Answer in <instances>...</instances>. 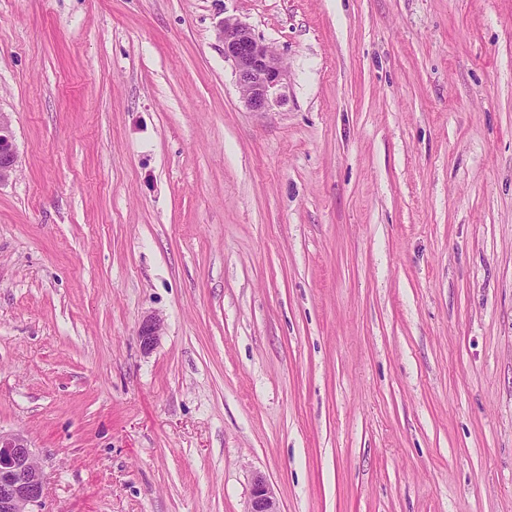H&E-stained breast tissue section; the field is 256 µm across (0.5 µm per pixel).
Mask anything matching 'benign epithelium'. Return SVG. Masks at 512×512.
I'll return each mask as SVG.
<instances>
[{
  "mask_svg": "<svg viewBox=\"0 0 512 512\" xmlns=\"http://www.w3.org/2000/svg\"><path fill=\"white\" fill-rule=\"evenodd\" d=\"M224 59L232 62L237 84L249 108L267 112L282 100L288 71L275 51L236 18L226 17L219 26ZM17 170L14 133L8 115L0 112V184ZM163 330L158 316H149L139 327L145 350L153 347ZM44 473L27 439L19 433L0 431V512H42ZM248 512H279L266 477L253 476Z\"/></svg>",
  "mask_w": 512,
  "mask_h": 512,
  "instance_id": "obj_1",
  "label": "benign epithelium"
}]
</instances>
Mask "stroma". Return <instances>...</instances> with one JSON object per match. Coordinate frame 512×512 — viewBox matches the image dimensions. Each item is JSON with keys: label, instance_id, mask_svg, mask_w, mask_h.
Listing matches in <instances>:
<instances>
[{"label": "stroma", "instance_id": "1", "mask_svg": "<svg viewBox=\"0 0 512 512\" xmlns=\"http://www.w3.org/2000/svg\"><path fill=\"white\" fill-rule=\"evenodd\" d=\"M0 112L44 512H512V0H0ZM219 34L224 42V58L234 66L245 102L254 112L269 111L273 103L282 100L287 84L288 71L282 61L237 18H224ZM17 153L11 121L0 112V184L8 181L17 170ZM163 330V321L158 316H148L139 327L138 337L143 350H150ZM247 512H279L267 479L261 473L253 476L250 508Z\"/></svg>", "mask_w": 512, "mask_h": 512}]
</instances>
